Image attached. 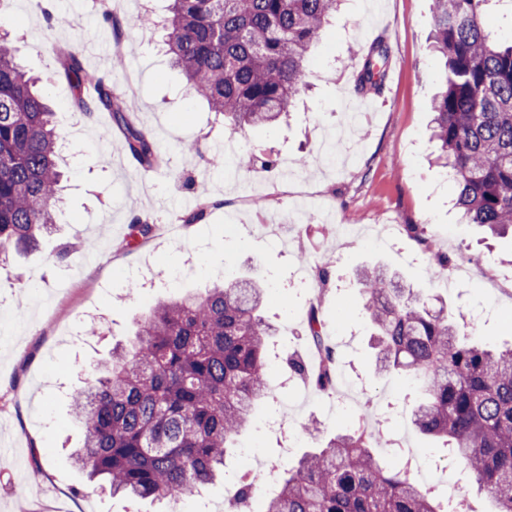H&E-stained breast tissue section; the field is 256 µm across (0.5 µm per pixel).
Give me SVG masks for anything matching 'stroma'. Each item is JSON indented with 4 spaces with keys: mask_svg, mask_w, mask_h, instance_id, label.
<instances>
[{
    "mask_svg": "<svg viewBox=\"0 0 512 512\" xmlns=\"http://www.w3.org/2000/svg\"><path fill=\"white\" fill-rule=\"evenodd\" d=\"M63 26L47 28L29 0H10L0 10V33L10 34L24 69L54 112L61 134L63 171L56 230L35 251L0 266V512H164V505L112 496L88 481L71 459L84 429L71 409V395L92 382L115 345L126 343L137 320L159 300L202 291L225 274L263 279L269 286L262 314L274 326L271 344L281 360L268 367L276 385L287 359H304V329L318 307L323 330L338 361L363 387L347 402L342 393L316 392L311 384L288 391L283 430L304 435L309 420L330 437L348 425L350 406L369 427L405 429L431 468L458 475L441 441L421 435L411 412L420 386L407 376L379 371L370 345L372 329L361 315L358 272L377 267L409 288L436 296L452 316L471 315L477 340L490 347L512 343V238H492L462 223L452 205L455 183L436 163L426 104L444 79V61L429 48L433 0H345L308 57V88L290 118L277 128H251L228 138L222 116L191 94L165 54L158 13L140 0H53ZM135 18L133 48L113 67L115 38L104 11ZM385 38L391 79L381 90L382 111L350 125L346 102L357 99L352 65L377 38ZM77 49L124 96L139 126L150 132L164 165L143 172L127 152L110 113L81 111L60 66L62 50ZM234 140L237 153L255 157L248 170L206 165L205 154ZM200 150L184 152L183 142ZM305 165H296L297 157ZM272 158L276 167L266 168ZM210 198L215 205L201 224L172 229L183 198ZM312 221L292 242L280 245L297 207ZM149 215L154 235L135 248L125 241L136 214ZM340 224H360L367 237L351 242L336 234ZM397 224L423 227L422 237L394 235ZM90 241L104 248L94 264L81 255L59 260L65 244ZM223 268L207 269L209 255ZM474 266L454 282L435 272L436 254ZM332 261L323 288L311 287L320 267ZM154 270L167 284L142 293L131 279ZM99 308V330L82 345L69 332L85 328V311ZM266 405L236 438L226 458L239 471L295 463L303 448L286 447L265 428Z\"/></svg>",
    "mask_w": 512,
    "mask_h": 512,
    "instance_id": "35a3bbf8",
    "label": "stroma"
}]
</instances>
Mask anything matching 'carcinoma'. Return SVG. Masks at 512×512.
<instances>
[{"label":"carcinoma","mask_w":512,"mask_h":512,"mask_svg":"<svg viewBox=\"0 0 512 512\" xmlns=\"http://www.w3.org/2000/svg\"><path fill=\"white\" fill-rule=\"evenodd\" d=\"M166 46L189 90L224 115V128L241 134L275 127L304 87L311 48L339 0H167ZM491 0H435L432 47L445 58L444 87L430 103L437 159L456 180L455 205L468 224L491 234L512 233V44L497 45L484 27ZM387 46L369 47L357 89L380 91ZM63 67L85 111L109 112L130 154L152 170L162 164L147 132L103 77L95 96L79 52ZM35 80L17 63L0 34V257L36 249L56 223L61 172L59 135ZM254 158L213 154L208 164L241 170ZM216 202L201 200L182 217L201 224ZM153 225L129 224L126 246L148 239ZM363 311L377 360L405 372L424 397L413 415L423 435L443 439L450 455L487 490L494 512H512V347L489 349L459 339L460 324L412 289L384 273H359ZM265 289L253 278L161 303L138 323L124 346L112 348L105 373L72 394L85 428L73 460L112 493L175 501L211 481L224 467L233 439L248 425L252 408L269 393L270 324L260 314ZM308 330L330 364L337 353L321 333L316 312ZM327 391L325 367L307 373ZM375 438L355 426L318 441V449L281 473L263 512H445L398 464L378 458ZM255 487L241 477L231 512H251Z\"/></svg>","instance_id":"1"}]
</instances>
